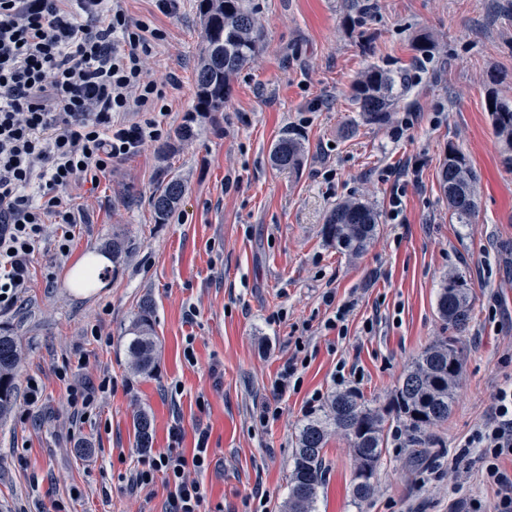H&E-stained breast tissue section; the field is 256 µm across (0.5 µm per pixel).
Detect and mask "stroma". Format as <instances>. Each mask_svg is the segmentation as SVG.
I'll return each mask as SVG.
<instances>
[{
  "label": "stroma",
  "instance_id": "1",
  "mask_svg": "<svg viewBox=\"0 0 512 512\" xmlns=\"http://www.w3.org/2000/svg\"><path fill=\"white\" fill-rule=\"evenodd\" d=\"M263 25L260 50L232 81L224 112L202 122L193 139L168 137L116 164L101 178L67 257H37L21 306L0 314V328L26 354L22 376H36L43 398H15L0 425V512L63 501L69 512H165L163 482L132 488L143 456L133 416L152 420V449L169 445L181 421L184 452L194 429L207 428L210 465L202 480L207 512H284L295 434L321 414L338 359L361 369L356 389L386 404L411 360L452 330L436 309L448 273L472 290V320L462 334L463 376L448 420L422 447L390 438L362 507L351 501L353 462L347 444L323 450L316 512H456L459 497L493 502L475 455L457 446L487 414L491 396L512 375V150L497 138L486 110L489 92L512 100V0H250ZM136 19L153 17L173 44L152 66L176 75L171 129L194 104V64L201 47L199 0H182L177 16L152 0H127ZM430 34L428 56L416 38ZM391 70L409 90L389 122H365L352 87L371 65ZM410 125L397 131L402 113ZM307 147L303 166L275 168L282 133ZM480 175L478 212L452 220L439 182L449 148ZM420 164L406 185L402 212L388 216L390 170ZM185 181L176 213L157 223L150 206L172 175ZM360 198L379 215L380 233L351 258L325 241L321 227L336 204ZM125 230L130 255L87 294L69 286L75 263L101 254L113 229ZM356 307L346 338L325 330L322 295ZM155 303L158 353L150 374L127 366L128 329L143 299ZM194 319H187L188 310ZM378 318L366 330L369 318ZM311 329L301 383L278 402L279 417L260 425L256 411L294 349V329ZM100 326L109 343L93 340ZM193 346L195 359L184 357ZM82 375L110 376L91 417L72 422L67 383L79 353ZM322 401L312 402L314 393Z\"/></svg>",
  "mask_w": 512,
  "mask_h": 512
}]
</instances>
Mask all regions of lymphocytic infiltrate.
<instances>
[{
  "label": "lymphocytic infiltrate",
  "instance_id": "obj_1",
  "mask_svg": "<svg viewBox=\"0 0 512 512\" xmlns=\"http://www.w3.org/2000/svg\"><path fill=\"white\" fill-rule=\"evenodd\" d=\"M166 40L123 0H0V313L16 308L45 245L59 255L71 248L78 223L64 193L98 185L114 164L168 137L164 110L181 84L146 67ZM183 435L173 424L167 451L143 457L135 481L162 478L170 512H202L209 432L197 430L189 453ZM462 446L478 451L493 512H512V383L497 388Z\"/></svg>",
  "mask_w": 512,
  "mask_h": 512
}]
</instances>
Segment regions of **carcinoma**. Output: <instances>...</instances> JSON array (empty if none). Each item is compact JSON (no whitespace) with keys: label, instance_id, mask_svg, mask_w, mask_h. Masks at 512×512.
<instances>
[{"label":"carcinoma","instance_id":"carcinoma-1","mask_svg":"<svg viewBox=\"0 0 512 512\" xmlns=\"http://www.w3.org/2000/svg\"><path fill=\"white\" fill-rule=\"evenodd\" d=\"M201 48L199 52L193 112L214 121L224 111V99L231 79L253 62L262 41V29L246 0H200ZM353 101L364 121L383 124L400 101L391 72L369 66L353 85ZM487 104L497 137L512 149V101L496 94ZM276 166L300 170L305 147L285 132L272 149ZM478 172L459 152L450 148L441 169V187L448 199L451 217L469 224L478 208ZM185 191L183 181L171 177L152 196L156 221L166 223ZM379 230L378 214L368 204L348 200L336 205L326 218L321 233L341 253L361 255ZM112 263L126 255L127 239L112 235ZM442 320L462 333L471 320V288L459 275L444 279L437 299ZM154 304L145 300L129 329L127 354L131 369L139 374L151 371L157 337L153 330ZM23 354L13 336L0 333V419L7 416L16 390ZM463 374L462 337L440 336L426 346L407 368L402 383L384 405H373L356 390L334 394L323 413L304 423L296 435L292 469L288 479L285 512H315L322 486V451L328 438L343 437L350 445L354 462L352 502L356 507L375 492L378 464L386 444V423L403 424L418 444L426 443L430 428L448 420L455 392ZM133 428L137 446L151 444V419L139 413Z\"/></svg>","mask_w":512,"mask_h":512}]
</instances>
